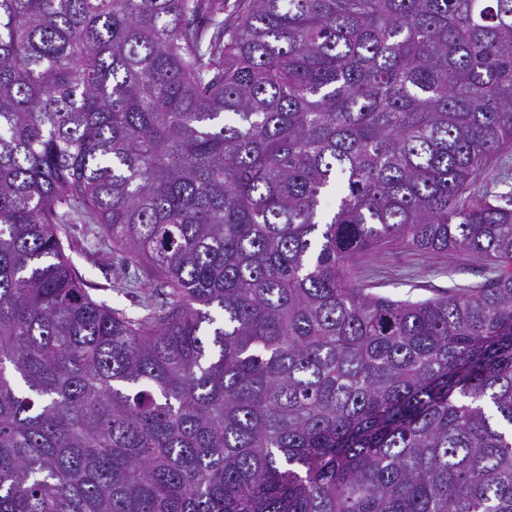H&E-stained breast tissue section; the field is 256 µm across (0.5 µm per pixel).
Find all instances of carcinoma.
<instances>
[{
	"mask_svg": "<svg viewBox=\"0 0 512 512\" xmlns=\"http://www.w3.org/2000/svg\"><path fill=\"white\" fill-rule=\"evenodd\" d=\"M508 150L512 0H0V512H512ZM97 231L93 224L69 225L70 247H67L64 238L69 261L78 275L86 281V288L94 299L104 301L112 307L124 308L129 312L141 311L139 301L151 295L153 288L143 285L134 295L125 293L124 288H119L122 280L121 269L115 265L111 250L96 246ZM371 292L395 299H425L488 275L486 262L464 252L425 254L400 245L382 248L364 259Z\"/></svg>",
	"mask_w": 512,
	"mask_h": 512,
	"instance_id": "cac0c4a2",
	"label": "carcinoma"
}]
</instances>
